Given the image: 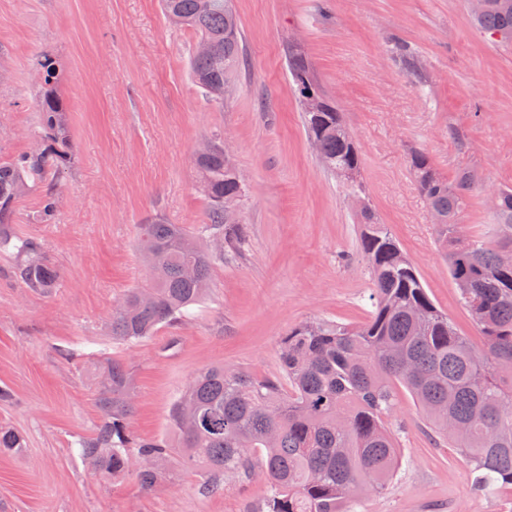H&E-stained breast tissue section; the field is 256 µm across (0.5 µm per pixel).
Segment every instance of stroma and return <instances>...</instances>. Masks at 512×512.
<instances>
[{"label":"stroma","mask_w":512,"mask_h":512,"mask_svg":"<svg viewBox=\"0 0 512 512\" xmlns=\"http://www.w3.org/2000/svg\"><path fill=\"white\" fill-rule=\"evenodd\" d=\"M244 65L223 104L191 82L194 35L159 0H0V161L24 154L40 132L38 62L51 56L68 105L75 160L42 194L18 199L10 229L42 241L60 273L50 292L25 288L0 252V427L24 448L0 454V512H244L264 483L203 478L171 457L145 490L137 466L97 471L78 453L100 419L107 360L130 369L132 441L171 436L168 412L194 373L237 366L282 378L279 346L310 319L350 324L370 311L359 221L342 185L324 169L303 127L288 72L300 47L319 89L359 146L369 203L416 265L431 298L461 335L479 332L448 274L429 206L408 164L426 154L448 180L481 184L459 222L466 237L496 230L492 193L512 188V44L473 23L469 0H235ZM408 45L421 63L410 76L392 53ZM222 137L246 185L245 234L214 264L204 303L130 345L112 336V309L149 275L138 247L153 217L198 232L208 203L194 155ZM393 422L402 466L361 512H512V489L476 493L455 449L431 439L409 395Z\"/></svg>","instance_id":"1"}]
</instances>
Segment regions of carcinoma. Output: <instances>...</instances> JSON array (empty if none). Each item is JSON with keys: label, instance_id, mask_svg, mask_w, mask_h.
Wrapping results in <instances>:
<instances>
[{"label": "carcinoma", "instance_id": "1", "mask_svg": "<svg viewBox=\"0 0 512 512\" xmlns=\"http://www.w3.org/2000/svg\"><path fill=\"white\" fill-rule=\"evenodd\" d=\"M168 18L193 32L209 51L194 49L192 82L216 102L224 82L235 81L243 41L233 0H162ZM474 21L491 36L512 42V0H483ZM288 70L299 99L321 96L304 54L288 48ZM37 86L41 145L0 162V248L17 254V279L26 288L49 291L59 278L32 238L13 236L15 201L42 187L71 159L67 107L50 56L39 61ZM307 135L320 141L318 158L360 204L359 253L372 279L369 317L359 325L313 320L291 329L279 359L288 388L272 378H256L238 368L204 367L173 402L169 422L174 440L138 445L139 478L150 489L174 453L202 471L209 483L226 474L262 472L265 499L246 512H343L360 497L379 493L398 472L402 457L389 420L398 394L407 392L428 428L457 449L477 492L512 486V267L499 263L512 251V235L466 240L458 216L475 189L467 172L454 183L441 176L420 152L409 168L429 208L439 218L438 242L460 303L482 343L460 335L448 314L431 299L415 264L387 225L365 201L359 148L342 113L303 112ZM195 157L209 188L208 224L199 234L161 219L141 225L139 247L149 267L148 283L128 291L112 311V337L128 344L175 323L205 298L213 264L224 248L201 240L218 237L227 245L243 238L238 217L224 213V199H242L246 187L224 157L221 138ZM498 226L512 228V189L498 191ZM99 400L101 420L93 436L79 442L80 455L114 475L131 464L126 426L133 412L130 376L116 360L106 362ZM462 430L448 434V420ZM21 448V437L0 429V452Z\"/></svg>", "mask_w": 512, "mask_h": 512}]
</instances>
